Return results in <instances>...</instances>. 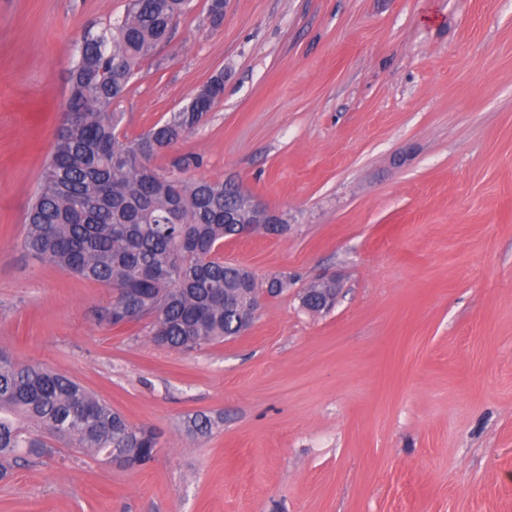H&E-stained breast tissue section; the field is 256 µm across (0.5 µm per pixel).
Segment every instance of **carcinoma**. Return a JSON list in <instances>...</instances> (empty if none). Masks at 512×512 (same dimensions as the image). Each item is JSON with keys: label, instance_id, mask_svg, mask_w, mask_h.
Instances as JSON below:
<instances>
[{"label": "carcinoma", "instance_id": "carcinoma-1", "mask_svg": "<svg viewBox=\"0 0 512 512\" xmlns=\"http://www.w3.org/2000/svg\"><path fill=\"white\" fill-rule=\"evenodd\" d=\"M186 0H129L122 18L84 32L71 94L40 184L26 212L22 247L81 279L112 288L113 325L151 319L159 345L190 353L237 333L224 297L249 274L218 255L238 225L252 224L250 194L221 180L163 173L151 160L195 130L224 95L218 74L178 111L130 139L117 106L139 62L169 38ZM143 468L157 435L130 424L70 377L0 350V479L52 452L53 443Z\"/></svg>", "mask_w": 512, "mask_h": 512}]
</instances>
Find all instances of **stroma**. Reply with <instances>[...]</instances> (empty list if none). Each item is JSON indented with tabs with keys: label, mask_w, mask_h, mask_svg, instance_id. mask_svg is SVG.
<instances>
[{
	"label": "stroma",
	"mask_w": 512,
	"mask_h": 512,
	"mask_svg": "<svg viewBox=\"0 0 512 512\" xmlns=\"http://www.w3.org/2000/svg\"><path fill=\"white\" fill-rule=\"evenodd\" d=\"M126 4L0 0V347L152 427L156 457L58 447L0 480V512H512V0H226L217 25L190 0L121 131L223 74L152 164L198 158L187 178L236 179L288 221L221 250L287 291L190 354L21 248L81 36ZM324 274L340 294L313 315L298 294Z\"/></svg>",
	"instance_id": "obj_1"
}]
</instances>
